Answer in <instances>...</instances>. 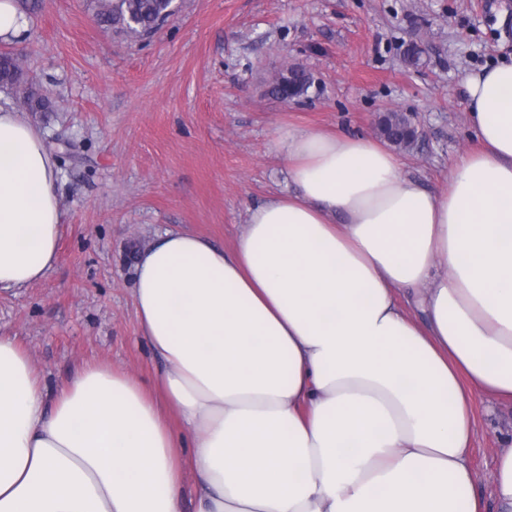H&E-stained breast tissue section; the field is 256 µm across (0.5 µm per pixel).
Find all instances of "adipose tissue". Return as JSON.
Wrapping results in <instances>:
<instances>
[{
	"label": "adipose tissue",
	"mask_w": 512,
	"mask_h": 512,
	"mask_svg": "<svg viewBox=\"0 0 512 512\" xmlns=\"http://www.w3.org/2000/svg\"><path fill=\"white\" fill-rule=\"evenodd\" d=\"M446 185L380 141L279 131L290 189L231 249L167 230L134 304L158 394L92 363L56 389L0 336V512H484L471 397L512 403V56L465 77ZM59 170L0 107V292L53 267Z\"/></svg>",
	"instance_id": "obj_1"
}]
</instances>
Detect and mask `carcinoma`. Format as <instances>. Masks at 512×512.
<instances>
[{
  "instance_id": "obj_1",
  "label": "carcinoma",
  "mask_w": 512,
  "mask_h": 512,
  "mask_svg": "<svg viewBox=\"0 0 512 512\" xmlns=\"http://www.w3.org/2000/svg\"><path fill=\"white\" fill-rule=\"evenodd\" d=\"M97 16L107 27L118 25L135 38L154 33L172 15L171 0H96ZM290 76L270 88V93L283 101H291L308 93L312 76L304 68L294 66ZM24 82L22 68L17 58L9 53H0V86H19ZM23 103L32 112H47L51 109L48 96L39 89L27 85L22 91ZM412 123L407 117L388 113L380 126L383 136L391 143L407 146L415 141L408 129Z\"/></svg>"
}]
</instances>
